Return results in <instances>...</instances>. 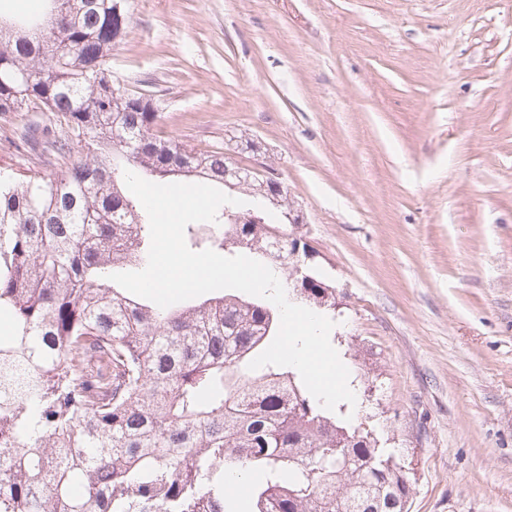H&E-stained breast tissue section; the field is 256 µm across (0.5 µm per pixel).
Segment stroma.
<instances>
[{"label": "stroma", "mask_w": 512, "mask_h": 512, "mask_svg": "<svg viewBox=\"0 0 512 512\" xmlns=\"http://www.w3.org/2000/svg\"><path fill=\"white\" fill-rule=\"evenodd\" d=\"M112 78L156 130L274 169L336 289L357 415L409 512H512V0H127ZM0 173L53 158L16 149ZM258 144V152L243 141Z\"/></svg>", "instance_id": "stroma-1"}]
</instances>
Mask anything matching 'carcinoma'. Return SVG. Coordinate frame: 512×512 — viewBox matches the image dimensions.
<instances>
[{
    "label": "carcinoma",
    "instance_id": "obj_1",
    "mask_svg": "<svg viewBox=\"0 0 512 512\" xmlns=\"http://www.w3.org/2000/svg\"><path fill=\"white\" fill-rule=\"evenodd\" d=\"M47 2L38 18L0 13V112L49 113L59 130L26 125L18 145L85 158L0 175V512H227L226 465L258 475L252 512H409L408 473L346 405L322 408L292 367L248 369L278 330L273 307L220 290L161 308L107 279L147 264L124 170L222 188L224 151L183 149L153 133L143 94L103 92L114 0ZM284 216L226 204L187 240L287 273L312 253L288 250ZM333 291L312 275L303 300L330 310Z\"/></svg>",
    "mask_w": 512,
    "mask_h": 512
}]
</instances>
